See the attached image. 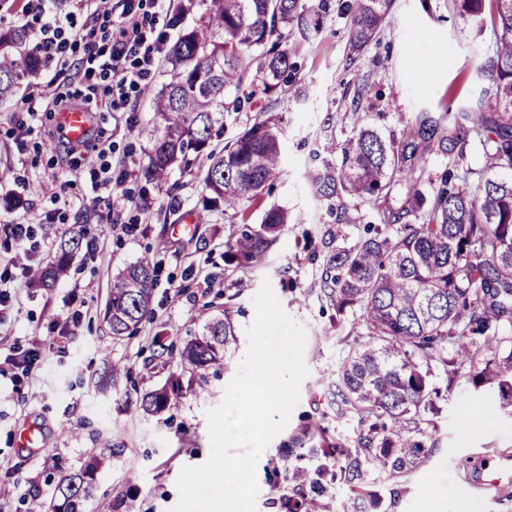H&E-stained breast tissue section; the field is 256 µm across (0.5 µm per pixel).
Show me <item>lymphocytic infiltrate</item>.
Returning <instances> with one entry per match:
<instances>
[{
    "label": "lymphocytic infiltrate",
    "instance_id": "lymphocytic-infiltrate-1",
    "mask_svg": "<svg viewBox=\"0 0 512 512\" xmlns=\"http://www.w3.org/2000/svg\"><path fill=\"white\" fill-rule=\"evenodd\" d=\"M125 2V12L113 20L108 32L75 30L57 16L45 17L37 31L39 52L60 66H69L75 48H83L86 102H93L98 88L103 87L118 112L125 109L131 94L141 92L165 44V36L157 28V11L164 0Z\"/></svg>",
    "mask_w": 512,
    "mask_h": 512
}]
</instances>
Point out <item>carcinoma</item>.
Instances as JSON below:
<instances>
[{
    "label": "carcinoma",
    "mask_w": 512,
    "mask_h": 512,
    "mask_svg": "<svg viewBox=\"0 0 512 512\" xmlns=\"http://www.w3.org/2000/svg\"><path fill=\"white\" fill-rule=\"evenodd\" d=\"M489 19L494 42L479 70L488 77L475 107L457 112H418L399 134L384 136L371 127L354 130L342 145L324 146L339 161L326 162L313 178L338 221H351L344 197L370 204L379 223L326 255L321 293L336 314L360 312L358 325L367 336L343 358L336 393L344 410L357 418L347 445L326 439L303 450L309 467L288 463V512H329L330 489L343 485L379 512L383 495L376 477L386 476L397 497L408 487L402 478L420 466L433 448L420 428L438 413L441 391L432 367L466 371L476 388L496 393L493 413L512 419V339L501 335L512 324V180L494 178L512 171V0H492ZM204 10L181 26L168 48V79L160 88L146 87L152 117L144 128L149 143L143 175L150 183L168 179L177 169L191 172L204 165L206 193L197 223L215 212L241 216L263 206L257 224H239L224 242V263L231 272L261 266L270 246L288 224V213L262 205L264 191L284 174L282 128L274 118L254 117L221 149L225 119L246 110L251 97H280L288 87L292 59L309 38L317 10L304 0H201ZM392 0H346L352 15L350 48L370 43L385 24ZM27 31L0 32V102L12 99L21 81L34 73L38 59L21 50ZM249 83L250 95L239 92ZM486 162L483 170L456 174L473 144ZM430 152L448 155L453 170L440 183L423 189V161ZM406 188V206L391 210L388 199L397 186ZM413 216L414 222L404 221ZM83 235L61 237L55 263L31 271L36 288L49 289L63 276L82 247ZM159 265L145 257L112 279L105 320L112 336H131L153 313ZM233 307L227 305L206 326V333L182 346L160 345L170 363L199 374L220 377L226 354L237 346ZM489 352L483 360L478 355ZM183 397L181 382L146 393L139 407L159 414ZM99 465L62 476L47 503L34 501L29 512H85L91 480Z\"/></svg>",
    "instance_id": "1"
}]
</instances>
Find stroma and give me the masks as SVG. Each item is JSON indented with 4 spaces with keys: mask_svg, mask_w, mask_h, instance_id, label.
<instances>
[{
    "mask_svg": "<svg viewBox=\"0 0 512 512\" xmlns=\"http://www.w3.org/2000/svg\"><path fill=\"white\" fill-rule=\"evenodd\" d=\"M341 0H326L321 24L295 59L296 79L279 102L255 97L250 112L227 119L228 131L249 113L282 118L285 175L264 193V201L285 209L288 224L269 249L262 268L227 274L224 243L240 216L216 213L210 223L193 224L204 195L199 179L172 174L171 185L153 187L140 178L148 143L139 131L150 116L148 102L137 98L132 112H116L112 99L93 104L94 121L105 133L99 147L78 155L79 169L68 164L69 146L57 135L52 118L55 91L81 96L85 86L73 70L43 59L30 84L0 104V225L27 220L32 233L14 252L19 262L50 261L62 234L84 227L91 251H80L67 277L51 289H36L18 278L11 306L0 309V512H26L32 499L49 501L62 473L92 456L103 463L85 512H126L136 501L140 512H170L179 500L177 480L184 467L210 457L207 410L221 404L248 340L240 338L223 377L190 384L180 365L162 364L160 344H183L201 333L205 322L234 298L240 330L254 321L253 298L270 280L283 308L307 335L308 376L285 429L268 445L256 467L257 512H287L288 492L281 458L285 445L310 435L352 439L357 420L333 399L340 360L365 341L354 313L337 315L321 297L322 241L336 230L354 242L364 224L375 221L368 204L346 199L351 223L335 224L327 203L311 183L316 159L329 140L343 142L356 124L382 133L399 131L418 112H444L477 102L486 77L477 69L480 54L493 38L490 26L460 16L450 0H393L385 27L362 50L351 51V21L341 15ZM429 67L428 83L417 71ZM39 103L37 115L25 110L26 98ZM33 127L20 137V126ZM107 151L113 170L129 174L121 202L113 190H92L89 174ZM176 202L191 232H176L160 210ZM165 249H157V241ZM161 265L154 290V315L129 337L113 339L104 305L113 275L143 258ZM36 348L32 370L13 366L17 351ZM113 362L127 373L100 389ZM177 378L188 388L175 408L144 414L140 397ZM432 381L443 395L431 435L437 441L428 461L405 477L407 494L386 498V512H430L433 475L455 482L443 512H512V483L495 484L498 470L512 468V421L492 413L493 395L474 388L465 377L449 378L442 367Z\"/></svg>",
    "mask_w": 512,
    "mask_h": 512,
    "instance_id": "stroma-1",
    "label": "stroma"
}]
</instances>
